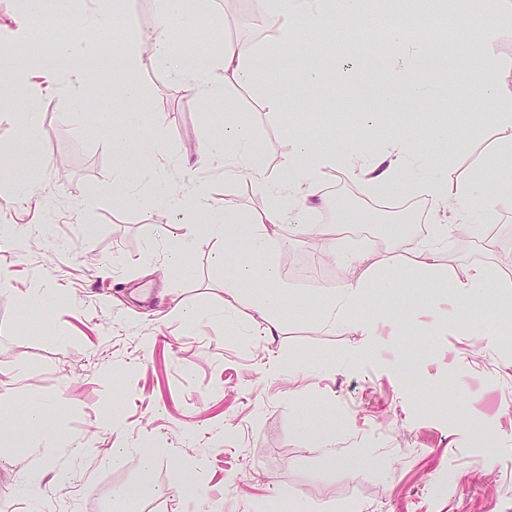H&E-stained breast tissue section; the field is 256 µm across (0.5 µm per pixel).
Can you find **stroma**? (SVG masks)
Returning a JSON list of instances; mask_svg holds the SVG:
<instances>
[{
    "instance_id": "35a3bbf8",
    "label": "stroma",
    "mask_w": 512,
    "mask_h": 512,
    "mask_svg": "<svg viewBox=\"0 0 512 512\" xmlns=\"http://www.w3.org/2000/svg\"><path fill=\"white\" fill-rule=\"evenodd\" d=\"M126 10L105 52L119 48L127 21L153 30L157 0H126ZM211 10L218 21L212 39L274 44L252 25L256 0H213ZM92 68L103 125L85 122L59 93L37 101L34 133L19 113L0 108V163L13 176L0 183V226L31 229L24 247L0 245V368L16 371L0 384L14 406L0 419V512H125L113 492L136 480L141 448L154 449L156 463L139 512H205L210 502L220 512H294L301 503L309 512H512V300L503 289L460 294L447 267L424 271L394 252L370 272L397 287L362 295L352 317L370 333L352 336L322 325L321 315L369 247L345 239L340 257L330 259L311 237L295 236L272 261L286 295L308 297L309 307L273 313L269 336L248 302L219 315L223 272L211 258L221 241L207 224L178 277L143 273L148 254H164L163 221L171 213L161 202L141 207L138 194H113L112 130L129 104L106 61ZM431 78L451 110L468 115L463 126H447L448 179L494 165L493 115L477 99L470 68L458 63ZM130 79L166 139L165 156L144 150L130 180L149 192L165 177L183 186L202 182L215 209L229 202L244 217L269 205L265 188L226 180L201 161L225 123L252 129L275 175L290 148L289 122L339 143L360 129L362 113L402 94L380 70L351 87L332 69L321 83H306L288 49L275 67L227 88L218 102H191L159 66ZM292 84L302 86V97L287 96ZM275 90L284 97L274 113L265 99ZM32 162L41 167L33 194L48 195L45 207L14 190ZM322 184L338 190L305 223L350 208L375 224L381 211L365 186L336 170ZM90 191L98 206L88 223H75L73 210ZM447 252L491 279L512 277L501 261L512 253V209H498L483 236L449 234ZM44 283L52 298L44 321L34 324L24 298ZM411 290L425 300L417 323L381 321L380 307ZM178 302L208 311L209 319L183 323L171 312ZM35 399L57 434L55 447L31 436L24 412ZM302 413L335 425L334 438L302 432ZM330 450L333 466L325 460ZM180 463L195 464L201 500L177 489Z\"/></svg>"
}]
</instances>
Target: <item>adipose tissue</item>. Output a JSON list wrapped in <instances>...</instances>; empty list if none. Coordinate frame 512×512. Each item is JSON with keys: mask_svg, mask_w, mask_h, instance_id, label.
Instances as JSON below:
<instances>
[{"mask_svg": "<svg viewBox=\"0 0 512 512\" xmlns=\"http://www.w3.org/2000/svg\"><path fill=\"white\" fill-rule=\"evenodd\" d=\"M461 18L480 24L481 36L488 53L473 56L471 72L482 77L493 72V81L481 89L484 100L497 114L493 154L498 163L487 171L449 182L444 165L438 161L431 145L415 146L405 138L396 137L377 152L364 147V132L372 130L379 113L396 107L395 99L381 100L377 111L367 113L362 135L353 137L349 147L325 148L311 137L296 134L293 148L280 162L283 178L269 177L267 166L250 129L242 124L229 125L223 140L209 145L207 154L222 164L225 177L248 178L266 183L273 201L265 209L241 218L232 207L214 211L202 186L173 194L167 183H159V199L171 204L176 213L170 225L165 252V268L174 275L187 262L198 235V223L207 220L212 232L224 242L223 250L214 254L213 262L224 272V308L233 310L243 300H250L262 313L290 308L302 310L307 302L302 297L285 298L277 267L269 262L255 266L238 261L236 253L246 247L265 255L286 243L288 235L318 236L328 251L338 245L337 227L360 224V211L349 209L333 224H298L296 215L319 209L322 204L321 180L327 171H344L352 180L390 191L406 172L416 175L414 190L431 205L429 222L433 231L428 241L410 247L413 262L423 268L437 265L442 245L449 232H466L477 224L478 211L491 212L512 206V56L493 53L499 30L484 16L483 0H452ZM160 22L150 41L129 35L112 55V71L130 74L145 66L163 64L180 79L191 98L211 99L223 96L235 83L250 82L258 70L267 68L269 58L262 50L239 40L224 41L206 68H198L187 46H172L169 31L179 18L192 13L189 0H162ZM397 0H260L259 20L274 19L278 42L287 48L299 49L302 30L327 29L337 42L344 41L350 22L360 20L375 8L382 11L398 9ZM51 13L75 22L77 37L55 44L46 50L29 49V24L33 17ZM123 0H22L18 16L7 34L11 49L6 53L4 69L0 70V97L9 99L23 112L28 128H36L38 114L34 101L49 93H64L76 111L94 115L95 80L87 68L89 59L100 55L103 37L111 30L117 16L123 14ZM390 53L384 66L391 81L402 87L408 99L426 101L433 93L424 79L423 62L427 53L410 41L402 30L384 35ZM143 121L142 111L130 112L124 124L112 135L113 179L125 183L135 155L133 139ZM368 272L352 277L342 287L336 312L329 320L341 331L360 333L349 313L357 306L362 293L375 287Z\"/></svg>", "mask_w": 512, "mask_h": 512, "instance_id": "obj_1", "label": "adipose tissue"}]
</instances>
